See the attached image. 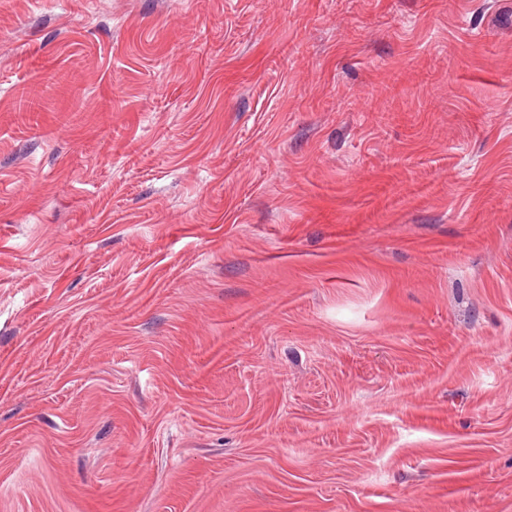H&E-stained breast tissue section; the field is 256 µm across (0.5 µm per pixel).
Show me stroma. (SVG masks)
<instances>
[{
    "mask_svg": "<svg viewBox=\"0 0 512 512\" xmlns=\"http://www.w3.org/2000/svg\"><path fill=\"white\" fill-rule=\"evenodd\" d=\"M0 512H512V0H0Z\"/></svg>",
    "mask_w": 512,
    "mask_h": 512,
    "instance_id": "stroma-1",
    "label": "stroma"
}]
</instances>
